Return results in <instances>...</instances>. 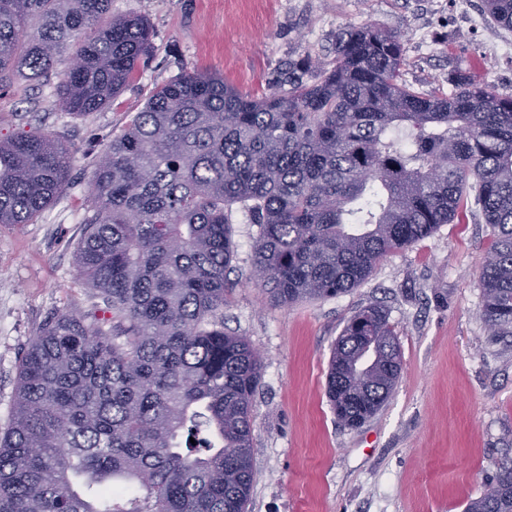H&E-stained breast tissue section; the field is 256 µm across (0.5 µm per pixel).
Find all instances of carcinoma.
Masks as SVG:
<instances>
[{"mask_svg": "<svg viewBox=\"0 0 512 512\" xmlns=\"http://www.w3.org/2000/svg\"><path fill=\"white\" fill-rule=\"evenodd\" d=\"M512 32V0H482ZM111 0H0V86L60 69L76 116L108 106L152 49ZM400 36L366 24L336 59H290L254 97L216 73L157 87L104 149L76 250L79 278L124 323L109 335L66 314L19 365L0 432V512H249L253 397L261 360L224 332L231 213L258 228L256 278L288 305L363 282L388 254L458 212L492 228L482 318L512 336V94L462 76L420 94L401 79ZM51 134L0 140V224H31L65 189ZM385 310L347 323L326 394L354 429L389 400L402 358ZM465 512H512V464Z\"/></svg>", "mask_w": 512, "mask_h": 512, "instance_id": "cac0c4a2", "label": "carcinoma"}]
</instances>
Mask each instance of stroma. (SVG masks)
Returning <instances> with one entry per match:
<instances>
[{"label": "stroma", "instance_id": "stroma-1", "mask_svg": "<svg viewBox=\"0 0 512 512\" xmlns=\"http://www.w3.org/2000/svg\"><path fill=\"white\" fill-rule=\"evenodd\" d=\"M111 12L147 17L154 30L112 105L64 111L54 71L0 88V139L40 129L72 157L64 191L36 223L0 224V430L19 363L46 324L65 314L107 331L119 322L79 279L74 255L98 158L156 86L212 72L260 96L288 59L330 63L337 33L370 23L400 35L401 78L415 91L448 93L470 74L512 92V32L486 17L482 0H112ZM233 221L224 329L262 362L250 512H465L512 460V336L490 335L481 317L490 226L460 212L350 291L283 306L254 284L256 226L238 212ZM375 303L389 314L403 371L385 406L351 430L326 396L329 361L347 321Z\"/></svg>", "mask_w": 512, "mask_h": 512}]
</instances>
